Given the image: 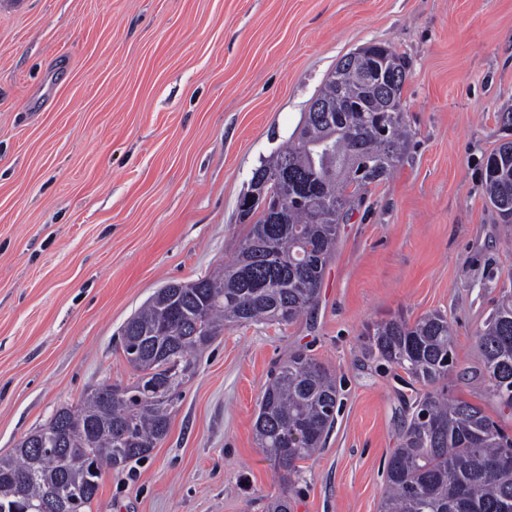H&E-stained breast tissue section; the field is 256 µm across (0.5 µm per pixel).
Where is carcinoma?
<instances>
[{
    "label": "carcinoma",
    "instance_id": "obj_1",
    "mask_svg": "<svg viewBox=\"0 0 512 512\" xmlns=\"http://www.w3.org/2000/svg\"><path fill=\"white\" fill-rule=\"evenodd\" d=\"M371 52L396 69L383 82L385 92L360 81L351 55L337 62L343 80H326L317 94L336 111L305 122L253 172L250 189L284 203L277 209L263 200L246 209L241 198L247 231L234 259L215 274L163 285L127 320L119 343L137 373L133 384L117 394L111 385L92 389L0 457V512H43L52 485L68 490L66 508L57 512H88L102 466L122 472L167 437L197 352L224 327L287 326L315 304L339 225L355 200L390 176L408 146L406 60L382 43ZM379 124L386 135L376 131ZM485 190L500 223L511 225L512 142L487 157ZM454 336L438 311L367 329V356L428 387L387 460L379 512H512V438L480 407L444 394L456 360ZM477 342L489 393L512 410V293L501 296ZM337 401L335 376L303 351L265 383L253 431L283 487L322 447Z\"/></svg>",
    "mask_w": 512,
    "mask_h": 512
}]
</instances>
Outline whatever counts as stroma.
<instances>
[{"label":"stroma","instance_id":"1","mask_svg":"<svg viewBox=\"0 0 512 512\" xmlns=\"http://www.w3.org/2000/svg\"><path fill=\"white\" fill-rule=\"evenodd\" d=\"M369 43L407 62L402 160L341 224L317 303L286 327L225 328L166 439L104 470L91 512H262L281 492L291 512H378L425 391L363 353L367 326L397 315L448 316L449 397L512 435L476 338L512 293V230L484 183L512 141V0H0V456L88 390L132 383L122 326L164 284L232 258L254 169ZM298 351L339 398L286 489L253 424Z\"/></svg>","mask_w":512,"mask_h":512}]
</instances>
